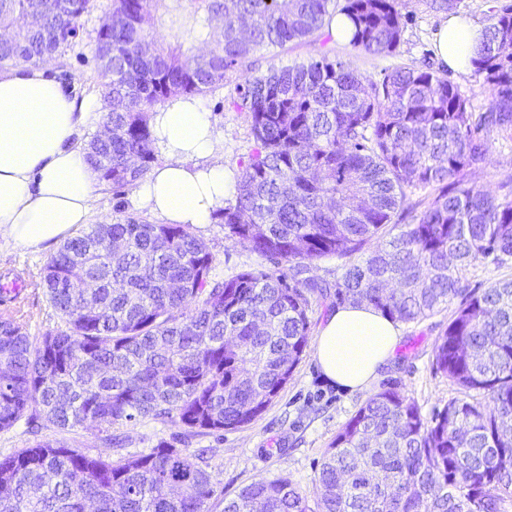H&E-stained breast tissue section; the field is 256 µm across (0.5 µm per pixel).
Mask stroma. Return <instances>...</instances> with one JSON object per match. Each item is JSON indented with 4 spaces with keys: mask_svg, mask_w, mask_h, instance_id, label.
I'll return each instance as SVG.
<instances>
[{
    "mask_svg": "<svg viewBox=\"0 0 512 512\" xmlns=\"http://www.w3.org/2000/svg\"><path fill=\"white\" fill-rule=\"evenodd\" d=\"M111 3L95 0L81 20L79 37L55 58L50 75L71 96L82 99L100 95L103 76L95 57V40ZM401 12L403 33L393 54L368 55L334 40L294 42L282 49L258 50L257 66L264 71L273 65L291 66L325 55L347 64L359 76L378 80L398 66L437 65L434 37L443 14L427 8L425 0H405ZM238 82L237 76H229L222 87L200 97L224 138V165L236 173L255 146L245 113L232 106ZM511 172L512 142L499 138L488 164L471 179L495 194L504 175ZM135 195L132 187L116 190L98 186L92 201V223L121 222L129 216L158 223V216L136 206ZM193 231L214 256L212 279L222 281L269 266L258 254L228 239L221 220L194 226ZM57 251L54 245L22 249L0 238V319L19 324L36 343L47 333L66 327L41 285L42 269ZM449 317L445 310L420 321L399 323L400 343L390 365L363 391L350 392L326 383L315 363L313 347H306L291 379L255 421L221 433L204 432L192 437L188 448L210 474L216 490L212 512H222L225 499L236 496L245 486L281 476L290 479L302 494L312 495L317 468L329 444L366 400L384 388H397L413 398L427 417L457 397L456 386L434 366L435 348ZM112 431L125 441L121 456L129 457L148 452L164 440L178 443L183 428L167 418L145 417L113 426ZM58 436V430L42 419L22 418L11 428L0 430V457Z\"/></svg>",
    "mask_w": 512,
    "mask_h": 512,
    "instance_id": "stroma-1",
    "label": "stroma"
}]
</instances>
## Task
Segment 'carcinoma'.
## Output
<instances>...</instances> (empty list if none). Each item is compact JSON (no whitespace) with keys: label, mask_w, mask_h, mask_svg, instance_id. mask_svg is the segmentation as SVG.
Wrapping results in <instances>:
<instances>
[{"label":"carcinoma","mask_w":512,"mask_h":512,"mask_svg":"<svg viewBox=\"0 0 512 512\" xmlns=\"http://www.w3.org/2000/svg\"><path fill=\"white\" fill-rule=\"evenodd\" d=\"M93 2L44 12L42 0H0V67L63 50ZM166 2L112 0L97 32V57L112 55L102 84L112 140L91 139L92 164L108 186L136 185L156 160L153 112L242 73L234 107L257 147L216 218L274 269L210 281L214 257L190 224L130 218L69 239L41 276L69 330L35 344L0 320V430L28 412L65 433L94 422L120 449L112 426L138 417L173 419L186 439L250 424L301 359L312 299L331 295L302 277L303 263L336 255L348 259L335 285L344 303L403 322L457 303L434 364L461 397L427 419L414 399L383 390L325 451L315 504L280 477L224 499L223 512H509L512 278L470 288L464 272L512 263V173L498 196L468 182L494 136L512 140V8L490 15L470 60L491 92L474 112L430 67L375 81L323 55L252 75L256 51L326 39L338 13L353 24L351 47L393 54L402 0H191L187 47L146 27ZM87 276L99 287H80ZM214 494L189 449L167 441L116 461L73 438L0 459V512H211Z\"/></svg>","instance_id":"carcinoma-1"}]
</instances>
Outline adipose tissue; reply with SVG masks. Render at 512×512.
<instances>
[{"label":"adipose tissue","instance_id":"ef3b65f1","mask_svg":"<svg viewBox=\"0 0 512 512\" xmlns=\"http://www.w3.org/2000/svg\"><path fill=\"white\" fill-rule=\"evenodd\" d=\"M482 29L449 15L435 55L463 71ZM51 62L0 72V235L24 248L50 245L88 223L98 175L74 143L81 126L102 124L100 102L71 96L49 78ZM164 157L141 183L136 204L170 224H208L235 186L221 160L224 142L193 97L171 99L151 119ZM399 330L373 306L346 303L328 314L314 360L323 377L351 391L370 387L393 358Z\"/></svg>","mask_w":512,"mask_h":512}]
</instances>
